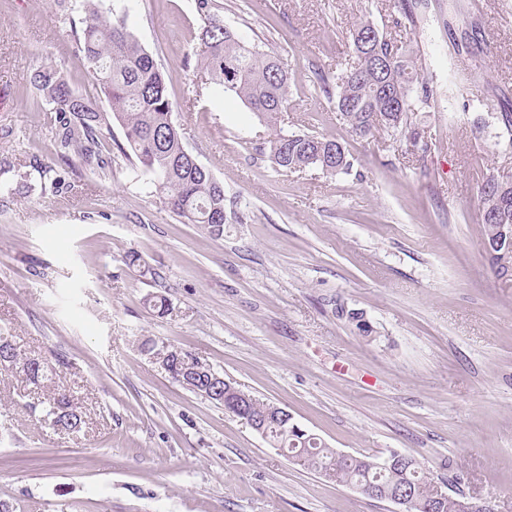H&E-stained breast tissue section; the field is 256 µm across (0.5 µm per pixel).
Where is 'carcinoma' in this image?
<instances>
[{"label":"carcinoma","instance_id":"obj_1","mask_svg":"<svg viewBox=\"0 0 512 512\" xmlns=\"http://www.w3.org/2000/svg\"><path fill=\"white\" fill-rule=\"evenodd\" d=\"M68 19L82 15L75 35L76 48L88 64L91 88L74 90L54 67L35 72L34 88L55 113L58 154L74 152L84 164L101 166L103 128L117 122L125 143L119 151L146 177L147 184L168 210L184 224H196L209 236H224V185L204 167L186 156L187 147L172 119L165 74L129 30L125 15L101 7L100 0H53ZM201 21L200 42L192 48L196 67L208 76L215 90L234 94L264 121L275 127L288 111V66L276 55L242 42L224 27L221 0H195ZM353 59L329 78L324 89L336 90V112L349 132L362 137L378 130L393 135L410 134L416 147L412 115L432 107L433 100L416 66L417 48L397 45L373 23L361 21L350 31ZM106 101L109 111L100 108ZM270 162L278 169L313 168L329 176L348 172V150L339 140L325 135L276 131L269 141ZM482 241L487 259L500 273L499 253L503 225H512V179L490 177L478 192ZM169 375L182 378L192 390L210 385V375L194 371V358L167 345ZM0 366L15 367L33 384L52 379L56 367L46 360H25L13 341L0 336ZM269 404L256 398L232 415L262 418ZM52 429L77 435L84 424L73 396L60 390L42 410ZM266 438L273 447L288 451L295 464L314 468L333 481L351 488L391 490L411 488L419 504L415 512H456V498L439 492L419 460L409 457L401 470L375 466L379 455L343 457L308 433H291L270 422Z\"/></svg>","mask_w":512,"mask_h":512}]
</instances>
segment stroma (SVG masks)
Masks as SVG:
<instances>
[{
    "label": "stroma",
    "mask_w": 512,
    "mask_h": 512,
    "mask_svg": "<svg viewBox=\"0 0 512 512\" xmlns=\"http://www.w3.org/2000/svg\"><path fill=\"white\" fill-rule=\"evenodd\" d=\"M224 24L288 65V131L338 139L350 173L283 171L270 128L186 67L194 0H102L168 78L173 120L224 185L229 222L184 224L104 132L93 172L55 151L32 78L88 87L52 0H0V334L57 362L33 385L0 371V502L11 512H393L295 465L244 420L174 382L141 349L176 345L346 455L415 457L448 491L512 512V280L485 258L478 191L512 179V0H223ZM370 21L419 47L434 107L427 151L339 119L316 74ZM67 187L45 191L46 179ZM140 263H125L128 253ZM150 267L142 275V267ZM160 293L166 313L146 305ZM372 326L360 336L346 314ZM72 393L81 435L36 408Z\"/></svg>",
    "instance_id": "35a3bbf8"
}]
</instances>
